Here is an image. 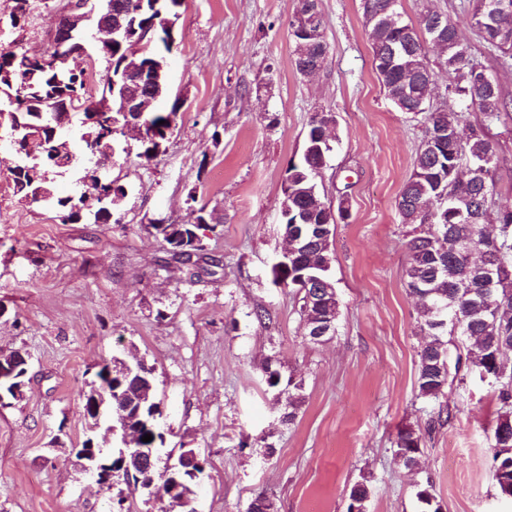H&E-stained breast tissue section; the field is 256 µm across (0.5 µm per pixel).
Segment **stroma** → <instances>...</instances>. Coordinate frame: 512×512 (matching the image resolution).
I'll return each instance as SVG.
<instances>
[{
  "instance_id": "stroma-1",
  "label": "stroma",
  "mask_w": 512,
  "mask_h": 512,
  "mask_svg": "<svg viewBox=\"0 0 512 512\" xmlns=\"http://www.w3.org/2000/svg\"><path fill=\"white\" fill-rule=\"evenodd\" d=\"M67 0H36L14 28L0 0V49L53 51ZM329 47L325 68L299 75L290 22L297 0H183L166 52L162 112L176 127L152 160L122 141L109 165L125 185L118 223L62 222L48 205L13 193L16 154L0 129V351L29 355L23 396L0 407V512H109L123 497L131 512H176L140 486L114 478L92 485L74 454L90 432L83 393L112 356L154 368L160 456L198 449L206 464L191 482L196 512H247L259 495L274 512H346L347 493L368 480V512H419L417 482L429 479L443 512H512L492 477L498 405L489 383L465 374L441 402L416 396L422 338L404 271L410 229L396 200L426 136L423 119L399 112L372 63L361 0H319ZM455 22L473 62L512 100V58L469 22L470 0H399L417 23L426 8ZM437 75L434 106L483 123L448 93L444 58L428 50ZM333 112L336 130L316 179L331 207L346 205L331 244L340 299L334 338L305 340L291 289L273 284L281 253L283 183L300 156L313 113ZM498 157L492 202L512 207V114L492 124ZM215 220L203 230L213 273L191 280L166 264L154 223L181 224L190 204ZM269 314L255 317L256 310ZM303 384L293 424L285 398L261 374L268 357ZM452 420L427 426L440 407ZM425 433L413 473L395 455L400 429Z\"/></svg>"
}]
</instances>
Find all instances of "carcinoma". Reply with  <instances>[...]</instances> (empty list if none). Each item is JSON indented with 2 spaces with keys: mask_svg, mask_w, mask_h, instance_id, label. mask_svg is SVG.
Masks as SVG:
<instances>
[{
  "mask_svg": "<svg viewBox=\"0 0 512 512\" xmlns=\"http://www.w3.org/2000/svg\"><path fill=\"white\" fill-rule=\"evenodd\" d=\"M363 14L368 27L372 56L384 55L391 47L401 51L394 65L385 68L375 66L378 79L391 101L405 97L406 75L430 73L426 52L417 40L415 27L397 15L392 21L378 12L387 0H367ZM507 14L494 24H483L478 17V7H473L469 21L481 34L482 39L503 52L512 51V0H507ZM31 13V0H12L9 13L14 28L27 23ZM411 34L403 35L404 30ZM460 37L456 24L448 22V43L443 50L448 64V90L461 99L470 101L484 114L485 124L473 129L466 142L447 147L437 158L420 149L414 160L412 176L403 185L399 197L398 215L404 225L413 226V235L407 241L409 262L405 269L406 284L411 295L419 300L416 321L420 332L428 341L418 352L416 377L417 396L426 401H438L445 396L449 383L462 368L480 371L495 367L498 377L491 383L494 396L500 405L494 430L493 456H502L496 463L493 478L499 492L512 486V360L504 358L512 352V207L498 211L496 229L486 234L483 228L469 224L448 206V200L436 199L433 179L439 168L459 167L467 164L478 168L488 166L490 185H495L497 158L488 136V126L499 122L507 112V105L499 87L476 94L470 84L472 61L460 52ZM324 36L303 44H293L292 56L295 69L300 64L314 65L327 61L323 57ZM62 53L54 50L43 57L32 58L25 53L8 49L0 50V107L15 113L20 122L30 127L43 123V119L62 110L77 111L82 104L93 98L91 94L94 73L86 68H72ZM146 62L141 55L128 51L127 45L116 43L112 55L107 58L108 76L99 99H108L113 107L121 105V95L113 92V84L122 83V74ZM320 113H314L308 123L305 144L298 161L290 162L287 169L292 191L282 202V224L288 234L295 231L294 223L302 225L310 234L307 245L294 265L274 272V282L296 290L301 322H338L340 301L309 300L311 290L298 285L301 270L317 276H331L332 253L329 236L335 230V221L329 219L330 209L321 198L315 183L316 176L327 165L332 148L318 142L315 137ZM421 117L427 127L458 122L461 116L455 112H423ZM125 123L121 112H104L96 126L86 127L80 134V149L89 155L92 149L100 153L114 150L123 137L119 127ZM72 164L46 167L34 159L24 158L10 169L13 190L28 204H47L54 207L67 220L79 219L76 208L81 200L72 196L54 195L49 175L60 174ZM210 214L200 207L190 211V220L180 225L183 238L172 245L167 228L152 225L156 236L161 238L171 259L189 271H195L204 259L201 239L193 237L195 225L207 223ZM470 239L474 248L487 255L485 267L479 268L469 257L459 253V241ZM462 337L466 351L456 349V357H450L452 337ZM262 374L268 388L288 395V411L281 422L291 424L296 419L302 402V384L293 379L282 381L278 361L269 358L262 365ZM423 436L410 429L398 432L394 445L395 454L407 468L415 465L421 451ZM371 497L368 481L354 483L349 490V500L366 512ZM416 498L421 512H439L432 482L417 484Z\"/></svg>",
  "mask_w": 512,
  "mask_h": 512,
  "instance_id": "cac0c4a2",
  "label": "carcinoma"
}]
</instances>
